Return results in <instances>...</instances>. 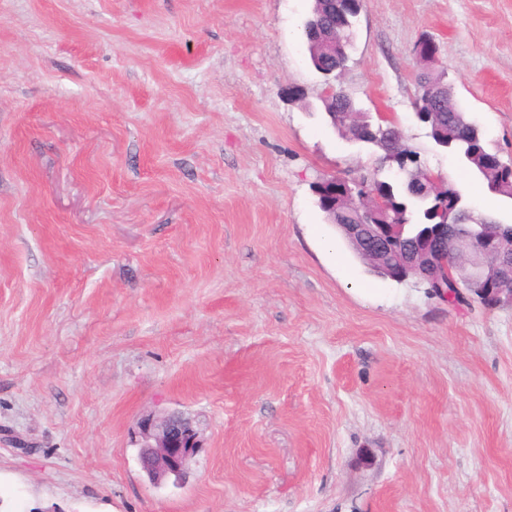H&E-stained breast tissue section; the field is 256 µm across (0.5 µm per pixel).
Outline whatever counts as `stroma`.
Instances as JSON below:
<instances>
[{
  "label": "stroma",
  "instance_id": "stroma-1",
  "mask_svg": "<svg viewBox=\"0 0 512 512\" xmlns=\"http://www.w3.org/2000/svg\"><path fill=\"white\" fill-rule=\"evenodd\" d=\"M312 4L0 0V512H512V307L327 224L314 182L397 172L305 111ZM425 38L512 159V0H364L337 86L487 212L414 118ZM171 411L200 446L156 486ZM137 427L139 462L148 478L157 484L180 480L200 443L193 421L180 412L150 413Z\"/></svg>",
  "mask_w": 512,
  "mask_h": 512
}]
</instances>
